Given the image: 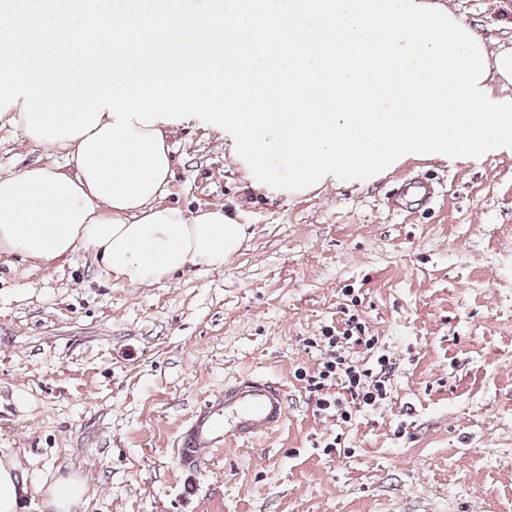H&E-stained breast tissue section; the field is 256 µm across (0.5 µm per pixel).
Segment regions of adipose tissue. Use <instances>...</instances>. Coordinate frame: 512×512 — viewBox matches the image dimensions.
Here are the masks:
<instances>
[{"mask_svg":"<svg viewBox=\"0 0 512 512\" xmlns=\"http://www.w3.org/2000/svg\"><path fill=\"white\" fill-rule=\"evenodd\" d=\"M512 49L432 0H0V112L72 168L0 176V255L77 248L112 280L220 269L245 227L161 204L168 132L201 114L288 196L409 158L512 153Z\"/></svg>","mask_w":512,"mask_h":512,"instance_id":"ef3b65f1","label":"adipose tissue"}]
</instances>
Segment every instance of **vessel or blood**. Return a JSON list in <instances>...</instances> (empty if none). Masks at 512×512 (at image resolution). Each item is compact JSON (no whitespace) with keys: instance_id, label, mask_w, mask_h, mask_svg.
<instances>
[{"instance_id":"vessel-or-blood-1","label":"vessel or blood","mask_w":512,"mask_h":512,"mask_svg":"<svg viewBox=\"0 0 512 512\" xmlns=\"http://www.w3.org/2000/svg\"><path fill=\"white\" fill-rule=\"evenodd\" d=\"M287 415L286 389L280 380L266 374L239 376L196 409L179 434L178 460L191 468L234 441L267 438Z\"/></svg>"}]
</instances>
